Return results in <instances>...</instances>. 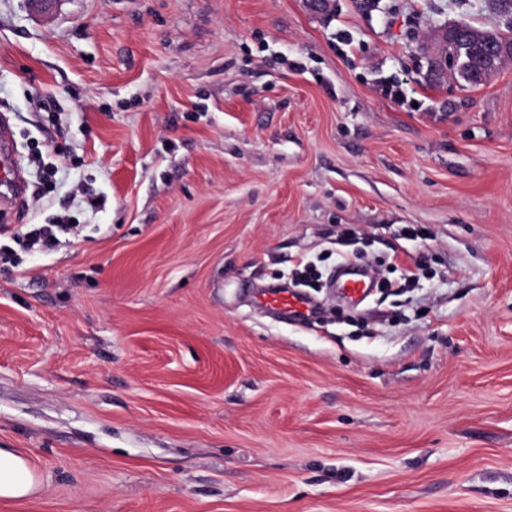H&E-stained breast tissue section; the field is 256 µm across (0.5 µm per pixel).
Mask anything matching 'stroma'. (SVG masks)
Listing matches in <instances>:
<instances>
[{
    "label": "stroma",
    "instance_id": "stroma-1",
    "mask_svg": "<svg viewBox=\"0 0 512 512\" xmlns=\"http://www.w3.org/2000/svg\"><path fill=\"white\" fill-rule=\"evenodd\" d=\"M374 2L0 0V448L41 479L0 512H512V62L421 52L512 19ZM347 258L411 286L348 304ZM463 23L465 25H468L469 27L472 26L467 22L463 21ZM463 23L451 22L441 26L437 30L434 39L433 52L431 55H429L428 58V67L430 75L434 74V72L438 68L439 63L442 60H446V58L450 54V48L452 47L455 38L465 26ZM462 47L459 61L448 63V74L457 81L470 86H478L484 60L495 51V47L483 41L462 35ZM31 226L25 234L27 246L30 250L47 251L54 247L58 241L53 229L57 227L56 225L42 224ZM255 299L263 309L294 319L306 321L314 312V303L299 288L275 284L260 288Z\"/></svg>",
    "mask_w": 512,
    "mask_h": 512
}]
</instances>
